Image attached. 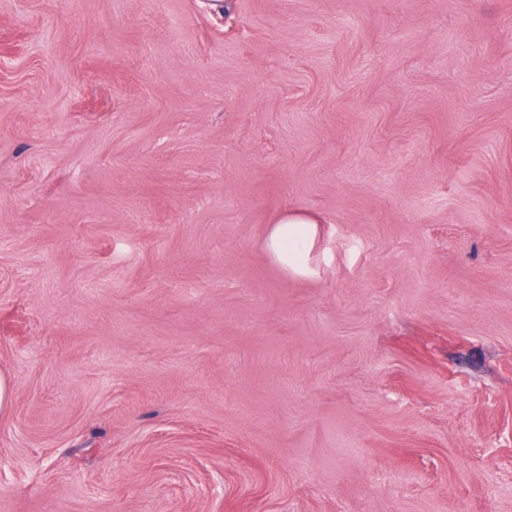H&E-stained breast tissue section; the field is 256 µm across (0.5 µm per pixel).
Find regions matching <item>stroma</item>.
<instances>
[{
	"instance_id": "35a3bbf8",
	"label": "stroma",
	"mask_w": 512,
	"mask_h": 512,
	"mask_svg": "<svg viewBox=\"0 0 512 512\" xmlns=\"http://www.w3.org/2000/svg\"><path fill=\"white\" fill-rule=\"evenodd\" d=\"M0 371V512H512V0H0ZM314 218L296 211L284 213L269 231L266 248L280 264L294 273H302V256L308 253L314 242Z\"/></svg>"
}]
</instances>
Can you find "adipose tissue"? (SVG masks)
<instances>
[{"mask_svg": "<svg viewBox=\"0 0 512 512\" xmlns=\"http://www.w3.org/2000/svg\"><path fill=\"white\" fill-rule=\"evenodd\" d=\"M316 221L296 211L284 213L269 231L266 247L280 264L295 273L303 272L302 256L314 242Z\"/></svg>", "mask_w": 512, "mask_h": 512, "instance_id": "obj_1", "label": "adipose tissue"}]
</instances>
